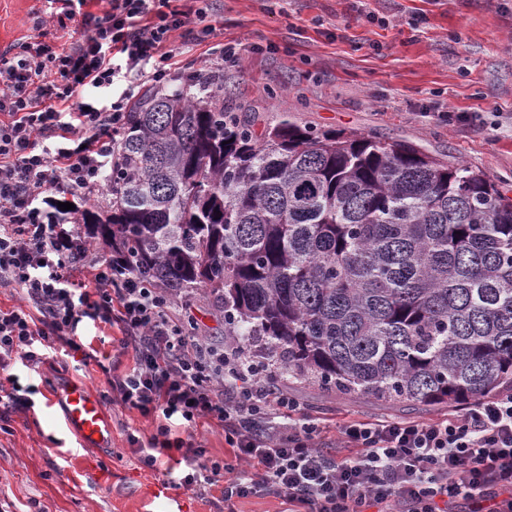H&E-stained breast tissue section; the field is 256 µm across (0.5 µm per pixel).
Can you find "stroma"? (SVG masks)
<instances>
[{
    "mask_svg": "<svg viewBox=\"0 0 512 512\" xmlns=\"http://www.w3.org/2000/svg\"><path fill=\"white\" fill-rule=\"evenodd\" d=\"M36 0H0V50L32 38ZM218 38L242 68L224 73V105L259 123L290 113L321 130L410 140L512 187V0H212ZM479 113L446 126L435 112ZM32 384L34 407L0 432V503L14 512H224L222 488L155 498L161 475L141 467L127 435L155 425L114 401L97 365L54 360ZM93 389L112 419V444L88 449L61 430L46 402L58 387ZM275 387L329 428L345 421H434L457 407L409 409L321 390L278 371Z\"/></svg>",
    "mask_w": 512,
    "mask_h": 512,
    "instance_id": "35a3bbf8",
    "label": "stroma"
}]
</instances>
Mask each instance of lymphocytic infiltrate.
Wrapping results in <instances>:
<instances>
[{
  "label": "lymphocytic infiltrate",
  "mask_w": 512,
  "mask_h": 512,
  "mask_svg": "<svg viewBox=\"0 0 512 512\" xmlns=\"http://www.w3.org/2000/svg\"><path fill=\"white\" fill-rule=\"evenodd\" d=\"M87 2L35 12L38 37L0 51V288L19 296L0 308V421L27 412L38 392L15 366L39 371L61 345L91 360L74 338L87 319L118 329L132 358L109 377L116 400L157 423L149 438L128 434L137 461L200 494L223 481L225 512L267 496L288 512H448L459 499L471 512H512V391L437 421L352 420L329 438L239 340L218 348L187 334L188 304L100 256L79 224L57 223L59 196L92 194L119 168L130 106L177 67L180 46L243 65L235 46L213 41L210 0H105L98 15L83 13ZM78 16L90 34L67 48L47 37V23ZM175 417L187 430L220 426L229 463L209 464L203 446L173 431ZM173 450L178 477L161 466Z\"/></svg>",
  "instance_id": "1"
}]
</instances>
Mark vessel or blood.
<instances>
[{"mask_svg":"<svg viewBox=\"0 0 512 512\" xmlns=\"http://www.w3.org/2000/svg\"><path fill=\"white\" fill-rule=\"evenodd\" d=\"M58 418L84 448L105 447L112 438V422L101 399L79 384L59 388L52 395Z\"/></svg>","mask_w":512,"mask_h":512,"instance_id":"obj_1","label":"vessel or blood"}]
</instances>
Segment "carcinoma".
<instances>
[{"mask_svg": "<svg viewBox=\"0 0 512 512\" xmlns=\"http://www.w3.org/2000/svg\"><path fill=\"white\" fill-rule=\"evenodd\" d=\"M210 72L145 87L87 235L212 298L230 336L326 391L428 407L512 390V199L407 140L260 132Z\"/></svg>", "mask_w": 512, "mask_h": 512, "instance_id": "cac0c4a2", "label": "carcinoma"}]
</instances>
